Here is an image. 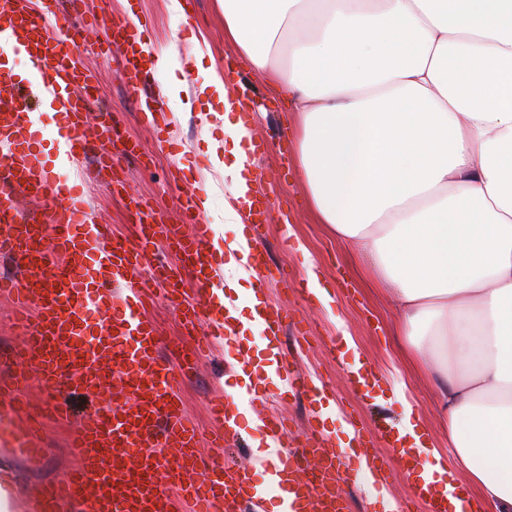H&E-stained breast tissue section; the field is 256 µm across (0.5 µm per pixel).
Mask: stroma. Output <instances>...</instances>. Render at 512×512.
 Returning <instances> with one entry per match:
<instances>
[{
  "label": "stroma",
  "instance_id": "35a3bbf8",
  "mask_svg": "<svg viewBox=\"0 0 512 512\" xmlns=\"http://www.w3.org/2000/svg\"><path fill=\"white\" fill-rule=\"evenodd\" d=\"M86 2L101 19L95 32L83 34L79 40L84 64L96 75L95 105L88 114V123L94 127L107 117L115 126L120 140L112 145L111 151L120 157L118 168L125 183L124 189L118 192L111 184L92 183L89 179L91 160L79 163L73 179L88 188L98 221L112 225L118 235L135 238L137 227L126 207L129 197L134 196L149 201L165 224L189 232L179 201L193 186H201L211 199L210 209L203 219L211 225L219 244L227 245L242 234L259 240L269 267L277 271L265 295L268 303L279 307L285 318L286 328L280 335L278 355L310 374L331 395L335 407L323 418L326 447H345L352 430L375 440L369 448L355 446L351 463L357 467L363 454L377 455L383 460L389 479L375 499L371 498L365 483L343 485L349 512H383V503L387 500L408 505L410 512H430L427 503L409 504L400 460L377 440L376 434L382 422L398 425L406 407L410 406L419 416L428 440L435 447H447L448 432L435 407V383L423 372H408L402 376L395 372L398 358L389 343V335L396 324V303L387 292L370 286L366 263L347 244L330 236L325 225L317 223L294 165L285 161L286 151L293 148V132L282 124L285 106L266 79L248 69L235 46L225 41L224 13L217 0H193L198 27L193 36L179 42L174 41L173 34L182 26L183 13L173 8L171 0H129L125 6L120 0ZM130 9L136 12L145 29L152 54L166 53L183 59L192 52L195 41L206 44L203 66L186 70L182 93L175 98L160 99V107L171 129L183 141L182 147L175 151L162 143L159 123L148 121L128 97L117 75L119 55L107 57L102 53L112 39V20L125 17ZM210 67L218 69L225 79L249 87V111L261 108L266 112L252 129L254 141L262 146L261 151L253 155L257 189L273 202L266 223L240 226L229 223L224 215V197L231 180L213 167L207 153L208 138L223 139L224 132L218 126L205 130L198 116L206 112L207 106L203 97L193 93L194 86L203 83ZM126 140L140 144L142 157L122 155V143ZM175 169L180 172L176 182L171 179ZM305 249L310 251L321 270L322 287L335 297L331 307H323L309 291L301 255ZM345 333L353 336L367 367L379 376L385 396L391 397L394 389L401 387L405 390V402L394 401L384 411L379 404L363 400L350 388L346 367L340 358L341 336ZM263 336V331L258 330L243 337L228 336L215 341L212 354L197 360L180 392L185 414L199 430L201 451L215 452L230 473L250 464L256 453L254 441L266 437L263 421L283 415L296 437L305 433L310 421L304 396L286 390L278 377L271 376L267 379L264 402L237 403L241 427L237 438L222 448L212 449L209 438L215 426L208 416L207 402L213 394L239 385L231 361L237 354H250ZM25 400L31 408H49L51 414L39 442L43 453L38 464L16 458L10 444L0 440V473L7 471L13 476L6 512H29L40 488L66 474L76 461L75 450L70 445L71 435L80 427L85 414L110 402L107 393L88 397L71 395L65 383L49 386L37 375L31 378ZM63 400L69 405L68 413H53V405Z\"/></svg>",
  "mask_w": 512,
  "mask_h": 512
}]
</instances>
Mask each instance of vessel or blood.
<instances>
[{"mask_svg":"<svg viewBox=\"0 0 512 512\" xmlns=\"http://www.w3.org/2000/svg\"><path fill=\"white\" fill-rule=\"evenodd\" d=\"M58 10L59 0H0V39L35 65L27 85L0 82V147L6 156L0 170V256L28 273L24 280L0 277V294L13 298L23 335L13 353L22 368L0 383L24 423L13 453L32 463L41 456L43 415L21 397L28 382L24 364L34 366L49 385L63 379L88 395L111 387L112 402L86 416L75 438L81 462L40 490V512H65L74 504L81 512H176L181 499L192 503L193 512H239L242 503L261 499L277 501L278 512H347L338 488L342 455L336 449L304 442L284 446L262 485L253 482L250 468L229 474L198 451V433L179 396L198 350L179 346L175 360L160 357V337L144 316L152 290L142 273L154 266L156 239L165 238L181 260L180 269L165 277L172 303L187 327L207 319L214 333H222L229 324L217 300L215 282L222 270L211 251L212 229L200 220L192 190L181 203L183 220L192 226L188 235L158 223L155 210L139 199L134 202L142 231L138 242L95 221L67 169L89 153L93 141L111 139L115 129L104 121L95 133L87 131L94 76L61 39ZM112 42L122 54L121 83L137 108H153L145 90L154 71L142 63L145 49L136 27L128 21L114 24ZM29 87L38 90L57 127L54 169L41 161L40 129L25 95ZM24 198L39 202L40 212L22 211ZM52 255L60 265L49 266ZM188 282L199 302L188 301ZM275 370L288 375L292 389L308 398L313 420H321L329 404L324 389L286 361H277ZM235 401L230 393L210 402L212 418L223 426L213 447L224 445ZM380 437L413 478L411 500L428 502L430 512H448L447 499L436 497L421 475L418 449L390 429Z\"/></svg>","mask_w":512,"mask_h":512,"instance_id":"b4317fda","label":"vessel or blood"}]
</instances>
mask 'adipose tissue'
Segmentation results:
<instances>
[{
	"label": "adipose tissue",
	"instance_id": "adipose-tissue-1",
	"mask_svg": "<svg viewBox=\"0 0 512 512\" xmlns=\"http://www.w3.org/2000/svg\"><path fill=\"white\" fill-rule=\"evenodd\" d=\"M224 37L295 112L298 173L319 223L368 258L398 333L438 385L448 448L406 414L448 512H512V0H217ZM224 212L249 216L243 89L208 69ZM247 240L224 257L237 333ZM467 476L453 484V472Z\"/></svg>",
	"mask_w": 512,
	"mask_h": 512
}]
</instances>
